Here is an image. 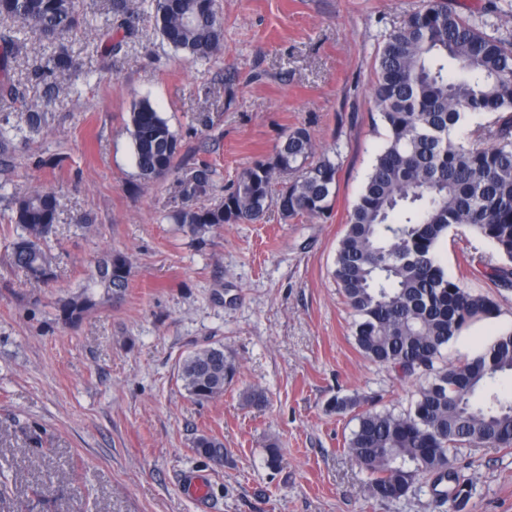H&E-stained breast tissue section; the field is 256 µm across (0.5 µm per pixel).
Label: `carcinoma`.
<instances>
[{
  "label": "carcinoma",
  "mask_w": 512,
  "mask_h": 512,
  "mask_svg": "<svg viewBox=\"0 0 512 512\" xmlns=\"http://www.w3.org/2000/svg\"><path fill=\"white\" fill-rule=\"evenodd\" d=\"M156 25L173 49L207 61L224 40L216 0H149ZM18 23L0 33V96H24L11 75L31 30L53 44L81 24L77 0H0V17ZM456 70L448 72V60ZM80 63L62 51L34 72L48 90ZM372 96L387 139L375 157L336 250L332 276L357 320L354 340L367 359L402 376L425 375L410 409L399 414L373 407L357 413L346 441L351 459L371 476V497L393 502L419 482L448 497L458 484L454 456L462 447H512V396L488 388L512 376V332L498 336L460 364L443 352L472 321L492 318L496 302L448 278L438 246L452 227H464L493 245L503 262L484 269L498 288H512V42L486 37L471 19L448 10L443 0L407 16L384 39L378 53ZM496 114L487 147L454 137L482 113ZM45 110H28L29 132L42 131ZM133 161L139 179L152 184L175 171L178 140L149 99L129 113ZM339 163L317 152L308 130L297 127L267 160L244 170L210 206L196 200L208 189L207 168L181 180L183 205L172 220L194 239L224 224H254L274 206L283 216L318 218L336 194ZM58 211L51 190L13 199L10 223L20 232L11 262L27 277H55L47 243ZM127 257L113 252L98 261L81 289L57 302L59 318L76 324L99 304L97 289L120 296L128 286ZM237 372L224 345L211 344L187 355L177 379L195 403L224 395ZM193 450L224 461V443L201 434Z\"/></svg>",
  "instance_id": "1"
}]
</instances>
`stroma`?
<instances>
[{
    "label": "stroma",
    "instance_id": "35a3bbf8",
    "mask_svg": "<svg viewBox=\"0 0 512 512\" xmlns=\"http://www.w3.org/2000/svg\"><path fill=\"white\" fill-rule=\"evenodd\" d=\"M426 0H217L224 46L194 62L163 42L146 0H128L126 31L109 0H80L82 26L59 46L81 68L49 96L30 72L51 46L27 41L11 66L25 99L0 100L13 127L0 153V472L8 503L29 512H512V449L463 448L456 465L471 492L434 499L416 487L379 503L370 476L349 457L353 412L338 396L409 408L425 378L401 377L366 359L354 316L331 275L352 206L386 140L371 95L388 33ZM492 38L512 40V0H446ZM110 30L112 49L95 37ZM158 107L178 139L176 172L143 185L126 130L135 101ZM46 108L42 134L26 130L29 104ZM340 161L336 199L324 217L227 224L204 239L169 216L182 205L178 180L209 169L199 202L221 200L252 162L269 157L293 128ZM51 189L58 211L51 248L55 279L27 280L10 263L12 196ZM130 262L121 299L81 322L56 304L80 289L102 255ZM449 278L490 295L499 314L469 324L445 352L470 357L512 331V290L484 267L499 254L453 228L439 246ZM223 345L238 366L223 397L199 405L176 380L179 362ZM257 388L266 404H246ZM212 434L224 461L198 456ZM277 443L282 466L267 467ZM204 472L207 496L189 498L185 477Z\"/></svg>",
    "mask_w": 512,
    "mask_h": 512
}]
</instances>
